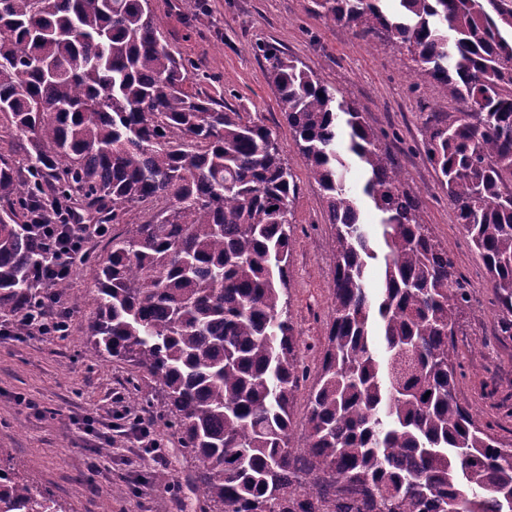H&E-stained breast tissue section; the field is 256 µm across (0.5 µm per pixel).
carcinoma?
<instances>
[{
  "label": "carcinoma",
  "instance_id": "carcinoma-1",
  "mask_svg": "<svg viewBox=\"0 0 512 512\" xmlns=\"http://www.w3.org/2000/svg\"><path fill=\"white\" fill-rule=\"evenodd\" d=\"M319 0L324 16L405 47L414 77L466 110L426 156L512 336V0ZM267 78L330 225L331 312L307 359L288 311L298 184L276 135L188 91L149 0H0V316L26 336L48 298L32 216L75 200L121 224L96 266L87 352L130 363L194 466L207 512H512V443L458 398L454 336L472 293L382 147L335 87L271 44ZM350 156L383 252L346 187ZM383 277L367 281L371 260ZM304 397L301 430L294 421ZM0 512H66L0 459ZM23 141L14 136L12 131L6 126H0V146L2 151L6 152L11 150L12 158L16 165H22L25 162V146Z\"/></svg>",
  "mask_w": 512,
  "mask_h": 512
}]
</instances>
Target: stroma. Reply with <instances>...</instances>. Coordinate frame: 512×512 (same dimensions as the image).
Segmentation results:
<instances>
[{
    "instance_id": "stroma-1",
    "label": "stroma",
    "mask_w": 512,
    "mask_h": 512,
    "mask_svg": "<svg viewBox=\"0 0 512 512\" xmlns=\"http://www.w3.org/2000/svg\"><path fill=\"white\" fill-rule=\"evenodd\" d=\"M207 5L205 15L193 17L178 11L176 0H151L171 49L194 64L189 90L222 98L259 119L277 135L298 178L288 302L305 342L319 343L331 308L330 228L267 80V63L258 51L265 43L301 61L350 99L371 126L387 132L385 144L403 189L418 200L424 223L447 244L473 291V306L455 336L466 373L459 398L479 421L496 418L501 397L512 395V336L499 331L483 264L455 223L422 143L427 124L459 111V104L429 84L411 89L414 63L405 49L331 22L321 16L316 0H207ZM126 226H110L88 243L90 258L75 270L64 300L71 310L69 336L17 337L10 320L0 318V453L20 472L39 473L68 512H156L160 506L166 512H203L189 485V460L128 383L133 367L91 358L86 351L84 330L95 309L93 261L106 256L112 235ZM143 426L158 442L157 451L141 443ZM104 446L109 454L99 455ZM116 486L126 488L125 497H112Z\"/></svg>"
}]
</instances>
